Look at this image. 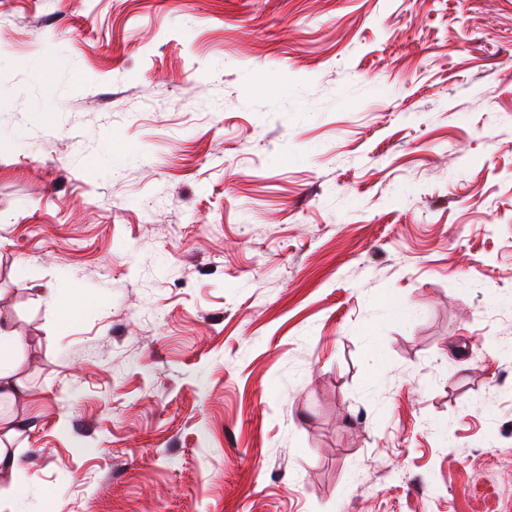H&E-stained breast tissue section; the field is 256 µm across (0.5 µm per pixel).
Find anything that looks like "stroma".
<instances>
[{"instance_id":"stroma-1","label":"stroma","mask_w":512,"mask_h":512,"mask_svg":"<svg viewBox=\"0 0 512 512\" xmlns=\"http://www.w3.org/2000/svg\"><path fill=\"white\" fill-rule=\"evenodd\" d=\"M0 319V512H512V0H0ZM23 344L24 340L21 336L0 327V389L5 391L1 392V399L4 396L14 400L16 395L8 391L18 392L21 386L20 382L14 379V371L8 361V355ZM15 435V430L13 426L12 419L10 417L8 418H0V485L2 482V479L4 481H7L10 477L13 476L15 471V459L12 456H9L6 454V443L10 442L12 438ZM13 490V484L11 483L10 486H0V494H2L3 491H12Z\"/></svg>"}]
</instances>
